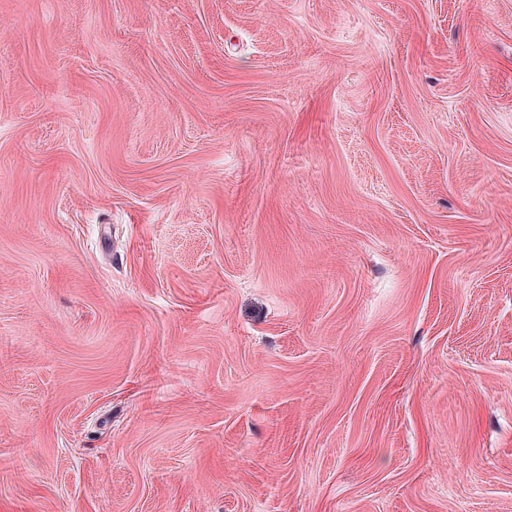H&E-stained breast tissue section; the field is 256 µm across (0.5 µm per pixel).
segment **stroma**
<instances>
[{"label":"stroma","mask_w":512,"mask_h":512,"mask_svg":"<svg viewBox=\"0 0 512 512\" xmlns=\"http://www.w3.org/2000/svg\"><path fill=\"white\" fill-rule=\"evenodd\" d=\"M0 512H512V0H0Z\"/></svg>","instance_id":"stroma-1"}]
</instances>
